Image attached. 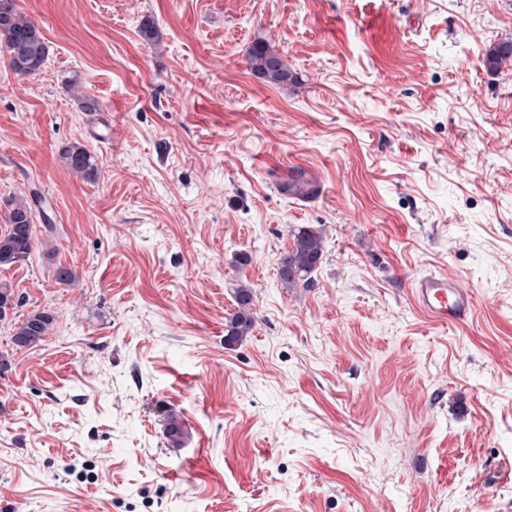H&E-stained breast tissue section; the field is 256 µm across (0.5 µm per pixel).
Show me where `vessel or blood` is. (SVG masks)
<instances>
[{
	"mask_svg": "<svg viewBox=\"0 0 512 512\" xmlns=\"http://www.w3.org/2000/svg\"><path fill=\"white\" fill-rule=\"evenodd\" d=\"M409 293L421 315L439 325L465 324L474 309L469 288L460 279L442 273L416 275Z\"/></svg>",
	"mask_w": 512,
	"mask_h": 512,
	"instance_id": "obj_1",
	"label": "vessel or blood"
}]
</instances>
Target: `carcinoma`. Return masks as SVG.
I'll return each mask as SVG.
<instances>
[{
	"mask_svg": "<svg viewBox=\"0 0 512 512\" xmlns=\"http://www.w3.org/2000/svg\"><path fill=\"white\" fill-rule=\"evenodd\" d=\"M0 39L4 41L8 65L14 74L31 77L45 64L48 48L44 38L35 23L16 9L15 0H0ZM485 58L490 69H499L503 62L512 58V42H501L489 47ZM246 60L251 75L265 84L286 88L296 82V77L288 70L279 51L267 42H254L248 49ZM59 158L68 170L82 180H97L96 160L82 145L73 142L62 147ZM280 190L289 195L308 198L316 193V185L304 170L297 169L280 185ZM7 223V233L0 235V267L25 260L32 249L30 204L15 202ZM291 237L293 246L281 253L277 261V276L285 288H311L314 286V270L324 254L323 233L319 229L297 226L292 228ZM234 301L237 310L225 324L224 341L228 345L250 335L255 325L252 288L246 284L236 285ZM52 325L53 317L50 313L32 312L22 321L14 323L11 341L17 347L36 345L50 333ZM165 433L171 444H180L183 422L174 411L165 416Z\"/></svg>",
	"mask_w": 512,
	"mask_h": 512,
	"instance_id": "carcinoma-1",
	"label": "carcinoma"
}]
</instances>
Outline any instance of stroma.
<instances>
[{"instance_id": "1", "label": "stroma", "mask_w": 512, "mask_h": 512, "mask_svg": "<svg viewBox=\"0 0 512 512\" xmlns=\"http://www.w3.org/2000/svg\"><path fill=\"white\" fill-rule=\"evenodd\" d=\"M16 5L48 56L21 78L0 43V233L36 198L0 267V512H512V63H484L512 0ZM258 40L296 86L250 74ZM297 168L316 196L281 192ZM295 225L324 257L288 290ZM429 271L471 290L466 324L415 309ZM241 279L256 324L229 346ZM37 309L51 333L14 346ZM59 158L63 165L86 182H95L98 178V166L89 151L78 143L61 148ZM9 229L0 235V267L26 259L32 249V218L28 202L15 201L7 220Z\"/></svg>"}]
</instances>
